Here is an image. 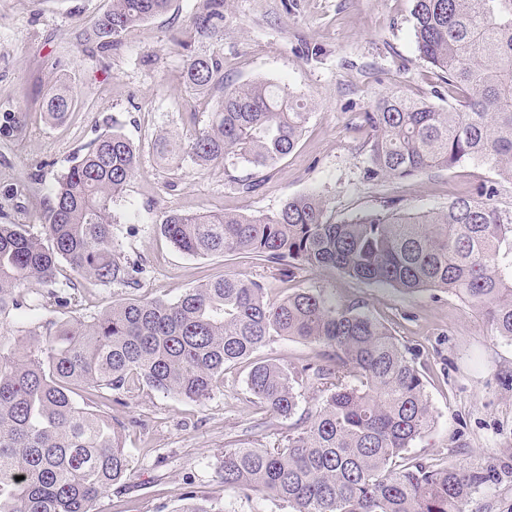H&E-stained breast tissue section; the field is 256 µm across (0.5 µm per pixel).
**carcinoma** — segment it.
Here are the masks:
<instances>
[{"mask_svg":"<svg viewBox=\"0 0 512 512\" xmlns=\"http://www.w3.org/2000/svg\"><path fill=\"white\" fill-rule=\"evenodd\" d=\"M171 0H111L89 39L118 44L130 27L165 12ZM222 0H207L194 24L203 31ZM417 50L448 105L390 94L364 113L370 128L366 178L405 179L482 162L512 181V0H412ZM188 85L224 83L223 60L194 55ZM74 105L68 87L44 98L50 120ZM304 95L270 80L225 87L207 123L174 138L163 153L200 167L224 166L244 191L296 149L309 120ZM252 166L245 179L231 174ZM139 171V156L106 126L51 189L40 224H0V512H93L129 470L125 424L112 407L136 384L203 403L226 370L249 362V392L270 414L290 418L300 397L312 407L272 448L224 449L216 478L251 490L289 512H469L491 480L484 471L432 465L410 454L434 424L424 371L391 330L354 304L299 290L278 301L239 274L187 289L174 300L128 299L90 318L13 323L22 286L65 308L77 280L134 283L140 267L121 259L113 205ZM159 233L192 257L246 252L294 270H332L412 294L449 292L512 340V212L470 196L439 209L397 214L386 208L341 221L316 193L292 196L263 217L165 211ZM76 279H57L59 262ZM287 336L323 348L318 363L288 365L251 355ZM81 391L104 409L82 404ZM177 512H222L193 487Z\"/></svg>","mask_w":512,"mask_h":512,"instance_id":"carcinoma-1","label":"carcinoma"}]
</instances>
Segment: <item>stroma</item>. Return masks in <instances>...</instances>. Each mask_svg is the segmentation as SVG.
Returning <instances> with one entry per match:
<instances>
[{
	"instance_id": "35a3bbf8",
	"label": "stroma",
	"mask_w": 512,
	"mask_h": 512,
	"mask_svg": "<svg viewBox=\"0 0 512 512\" xmlns=\"http://www.w3.org/2000/svg\"><path fill=\"white\" fill-rule=\"evenodd\" d=\"M204 0H171L168 10L126 31L118 47L80 43L110 0H0V223H37L58 175L113 125L140 156V170L114 206L116 244L143 272L137 287L81 280L68 309L30 302L20 324L50 317H89L139 297L176 299L186 289L238 273L263 284L270 300L298 290L354 301L387 323L402 349L428 368L426 392L433 427L411 455L489 472L473 512H512V341L496 336L487 319L457 296L438 290L407 295L329 270L282 276L277 265L247 253L190 257L157 231L163 212H234L261 217L287 198L314 192L333 217L391 205L402 213L441 208L459 195L494 185V204L512 210V181L467 163L406 179H366L369 129L364 112L385 95L421 96L433 75L416 48L411 0H224L208 33L192 24ZM217 54L224 82L269 79L310 104L311 117L296 150L252 192L229 186L223 168L184 163L171 169L156 152L162 132L203 126L220 88H191L183 78L188 56ZM63 82L75 103L60 124L42 103ZM248 369L226 371L224 385L198 405L140 385L113 413L126 424L130 466L95 512H178L186 483L225 505L227 512H288L273 498L225 491L215 470L228 442L281 444L289 420L264 413L247 390Z\"/></svg>"
}]
</instances>
